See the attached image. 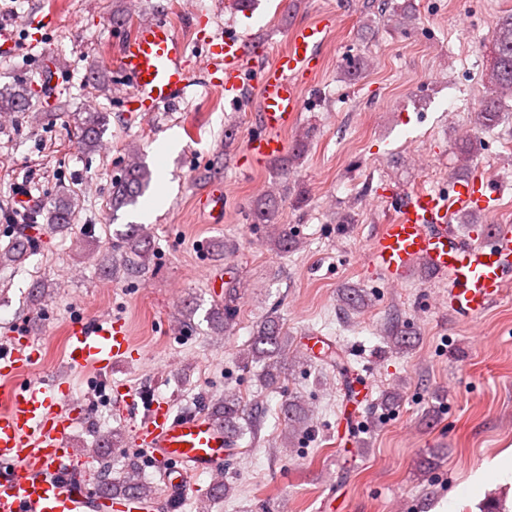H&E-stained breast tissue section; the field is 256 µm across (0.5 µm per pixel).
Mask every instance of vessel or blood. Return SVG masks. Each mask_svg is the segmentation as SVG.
<instances>
[{
    "label": "vessel or blood",
    "mask_w": 512,
    "mask_h": 512,
    "mask_svg": "<svg viewBox=\"0 0 512 512\" xmlns=\"http://www.w3.org/2000/svg\"><path fill=\"white\" fill-rule=\"evenodd\" d=\"M337 17L292 27L286 45L272 62L261 59L241 34L228 31L212 38L206 49L210 64L203 77L190 67L186 44L162 18L138 23L119 43L116 70L140 111L172 110L184 103L196 81L238 98L245 82L259 90L260 132L246 141L248 158L264 162L283 154L285 135L295 128L303 106L302 80L322 64L323 48ZM48 17H31L25 40L0 26V51L38 49ZM505 191L496 181L469 177L449 181L442 189H418L387 195L390 220L372 236L367 259L392 285L411 281L418 267L451 280L448 310L471 322L497 303L512 285V229L485 226L460 233L456 213L490 215ZM199 207L211 223L224 218V187L213 185ZM70 365L111 368L117 359L133 355L129 329L121 319L76 317L66 327ZM42 349L29 336L0 346V512H140L131 496L108 498L95 492L75 473L68 431L74 417L66 413L72 393L62 384L40 385L28 376ZM125 412L141 415L134 443L147 458L166 464V479L182 484L185 473L218 471L231 443L223 427L207 417L173 414L166 402H138L126 395Z\"/></svg>",
    "instance_id": "1"
}]
</instances>
